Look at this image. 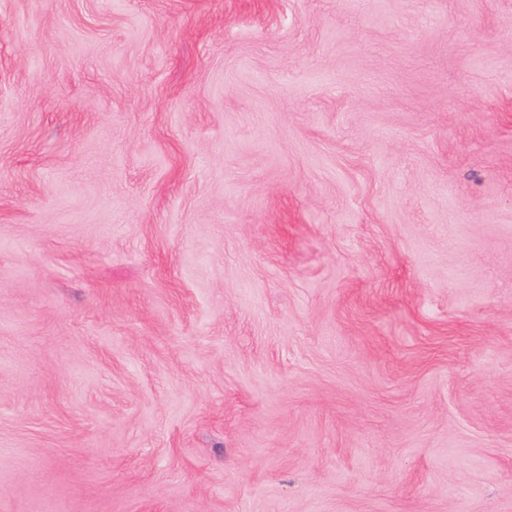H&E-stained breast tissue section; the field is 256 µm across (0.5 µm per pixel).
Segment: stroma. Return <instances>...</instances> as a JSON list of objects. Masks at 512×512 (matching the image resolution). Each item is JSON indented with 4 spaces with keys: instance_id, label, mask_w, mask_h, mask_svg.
<instances>
[{
    "instance_id": "1",
    "label": "stroma",
    "mask_w": 512,
    "mask_h": 512,
    "mask_svg": "<svg viewBox=\"0 0 512 512\" xmlns=\"http://www.w3.org/2000/svg\"><path fill=\"white\" fill-rule=\"evenodd\" d=\"M0 512H512V0H0Z\"/></svg>"
}]
</instances>
